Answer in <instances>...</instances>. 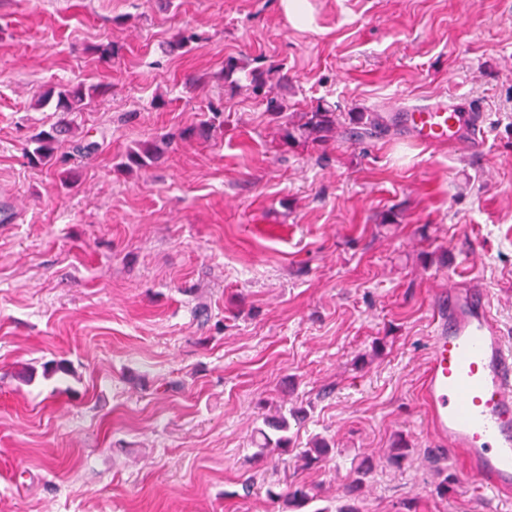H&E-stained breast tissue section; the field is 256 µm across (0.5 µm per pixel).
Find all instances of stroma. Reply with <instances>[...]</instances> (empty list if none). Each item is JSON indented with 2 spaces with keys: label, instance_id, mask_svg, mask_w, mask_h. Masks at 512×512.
Listing matches in <instances>:
<instances>
[{
  "label": "stroma",
  "instance_id": "stroma-1",
  "mask_svg": "<svg viewBox=\"0 0 512 512\" xmlns=\"http://www.w3.org/2000/svg\"><path fill=\"white\" fill-rule=\"evenodd\" d=\"M308 2L295 27L280 0H0V512H281L265 490L293 481L333 508L364 456L362 512H512L435 496L465 463L420 398L440 292L482 285L512 338V0ZM187 26L200 41L167 50ZM230 56L282 67L297 113L481 100L487 146L392 123L281 144ZM78 84L96 91L60 162H29L58 119L43 96ZM144 144L154 161L123 168ZM282 404L306 412L292 449L259 451ZM317 435L333 450L303 468ZM399 435L401 470L380 461Z\"/></svg>",
  "mask_w": 512,
  "mask_h": 512
}]
</instances>
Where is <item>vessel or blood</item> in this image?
<instances>
[{"instance_id": "b4317fda", "label": "vessel or blood", "mask_w": 512, "mask_h": 512, "mask_svg": "<svg viewBox=\"0 0 512 512\" xmlns=\"http://www.w3.org/2000/svg\"><path fill=\"white\" fill-rule=\"evenodd\" d=\"M398 122L421 145L485 147V113L461 96L408 107ZM422 402L433 438L463 457L469 483L512 489V347L483 290L453 287L439 300Z\"/></svg>"}]
</instances>
